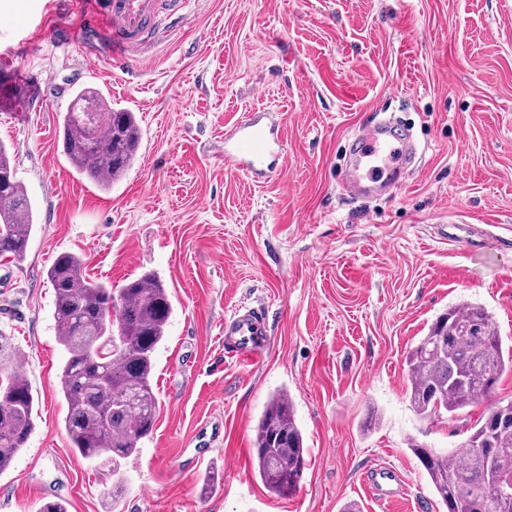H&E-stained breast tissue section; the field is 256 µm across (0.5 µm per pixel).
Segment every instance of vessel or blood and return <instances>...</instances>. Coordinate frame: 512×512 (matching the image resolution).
<instances>
[{
    "mask_svg": "<svg viewBox=\"0 0 512 512\" xmlns=\"http://www.w3.org/2000/svg\"><path fill=\"white\" fill-rule=\"evenodd\" d=\"M187 0H75L83 23L52 32L55 45L67 46L87 58L111 46L112 64H129L135 51L165 40L185 19ZM283 140L278 131L252 117L224 138V162L256 178L278 174ZM414 155L409 134L391 122L364 128L351 144V162L339 187L355 197H369L399 187ZM265 315L255 308H238L224 320V355L246 367L260 364L266 347Z\"/></svg>",
    "mask_w": 512,
    "mask_h": 512,
    "instance_id": "vessel-or-blood-1",
    "label": "vessel or blood"
}]
</instances>
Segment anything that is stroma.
<instances>
[{
    "instance_id": "stroma-1",
    "label": "stroma",
    "mask_w": 512,
    "mask_h": 512,
    "mask_svg": "<svg viewBox=\"0 0 512 512\" xmlns=\"http://www.w3.org/2000/svg\"><path fill=\"white\" fill-rule=\"evenodd\" d=\"M38 0H0V141L37 220L23 259L0 261V329L38 400L35 429L0 474V512H448L412 445L460 447L466 422L409 400L407 353L449 307L484 306L512 344V0H190L182 29L122 68L20 42ZM93 86L135 113L138 158L112 187L77 174L59 122ZM49 102L24 111L33 90ZM284 131L283 174L224 164L251 114ZM394 116L422 151L392 194L340 192L363 126ZM62 252L120 290L156 273L173 314L155 352L158 416L138 452L77 457L65 429L63 350L46 271ZM267 316L254 369L224 357L235 307ZM288 392L307 467L288 498L252 464L255 423ZM398 494L379 508L367 471Z\"/></svg>"
}]
</instances>
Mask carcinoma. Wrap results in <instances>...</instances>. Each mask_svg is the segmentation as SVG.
<instances>
[{"mask_svg":"<svg viewBox=\"0 0 512 512\" xmlns=\"http://www.w3.org/2000/svg\"><path fill=\"white\" fill-rule=\"evenodd\" d=\"M63 153L80 175L100 186L134 164L141 130L134 113L115 111L96 89L78 88L61 115ZM34 208L0 144V257H24ZM54 292V320L66 360L61 390L68 405L65 429L85 460L107 453L112 463L137 452L152 433L158 400L153 390L154 352L173 305L167 288L144 272L119 293L90 279L82 260L62 252L47 269ZM18 350L0 331V474L26 447L34 430L35 397L15 369ZM410 402L425 419L453 416L492 393L512 373V349H503L484 308L450 307L409 352ZM493 434L501 452L495 466L512 472V401L491 405L469 428L455 452L416 447L414 455L448 512H504L480 446ZM253 467L263 486L286 497L307 461L290 400L272 397L255 429Z\"/></svg>","mask_w":512,"mask_h":512,"instance_id":"cac0c4a2","label":"carcinoma"}]
</instances>
